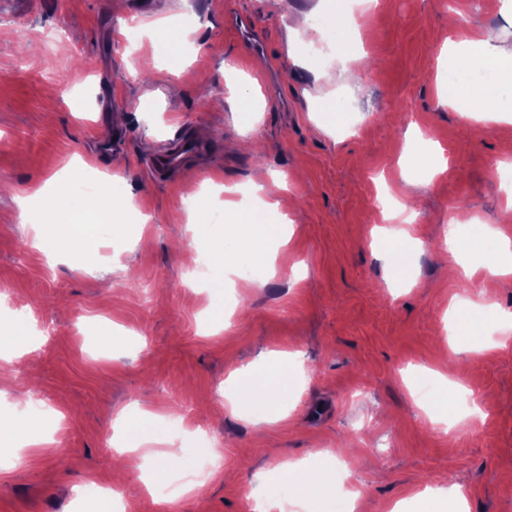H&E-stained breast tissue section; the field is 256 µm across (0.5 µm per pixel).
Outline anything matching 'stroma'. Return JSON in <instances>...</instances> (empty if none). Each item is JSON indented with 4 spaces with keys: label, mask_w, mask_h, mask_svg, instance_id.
Segmentation results:
<instances>
[{
    "label": "stroma",
    "mask_w": 512,
    "mask_h": 512,
    "mask_svg": "<svg viewBox=\"0 0 512 512\" xmlns=\"http://www.w3.org/2000/svg\"><path fill=\"white\" fill-rule=\"evenodd\" d=\"M453 9L482 38L512 42V0H374L353 92L347 76L318 81L295 63L290 49L328 59L336 45L325 28L293 34L276 0H0V288L37 346L0 392L63 415L54 443L29 448L25 468L0 463V512H76L71 492L103 484L124 494L128 512H246L244 493H282L278 462L309 465L343 446L359 499L329 494L319 512H421L441 477L461 486L469 512H512V339L498 343L489 320L478 353L456 352L448 335L461 295L512 312V276L482 267L512 239L505 186L492 180L496 162L512 160V121L478 126L439 107ZM170 15L200 25V49L183 54L188 82L163 60L151 76L140 71L152 54L143 24ZM241 82L253 85L256 111H239L229 92ZM326 96L346 106L333 126L316 111ZM414 129L446 161L428 184L400 179ZM185 138L210 153L163 176L145 165L150 149ZM76 155L93 173L125 178L118 204L145 219L135 239L93 241L87 272L32 248L19 222V199ZM260 170L272 175L265 194L296 201L290 243L272 248L263 287L226 283L216 330L213 296L183 253L217 209L208 186H246ZM385 185L405 207L388 222L376 206ZM466 216L495 233L478 248L462 239L477 270L454 277L438 251ZM382 223L419 243L400 288L372 233ZM274 351L297 354L303 374L286 416L232 411L230 372ZM413 366L462 379L483 418L432 423L422 400L439 389L408 384ZM137 407L203 426L222 468L171 500L148 495L140 452L112 450L116 422Z\"/></svg>",
    "instance_id": "stroma-1"
}]
</instances>
